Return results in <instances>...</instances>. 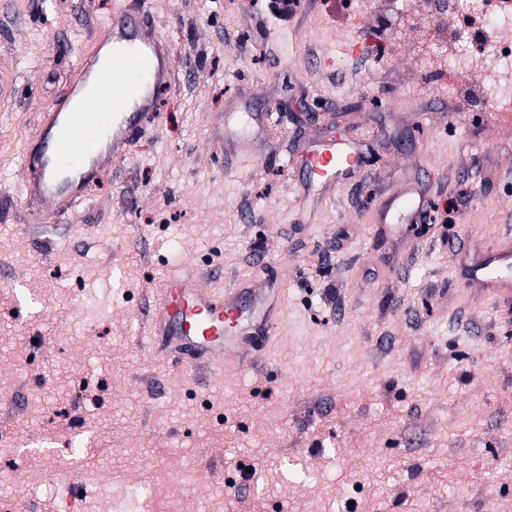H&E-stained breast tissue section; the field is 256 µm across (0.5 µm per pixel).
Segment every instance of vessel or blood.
<instances>
[{"label": "vessel or blood", "mask_w": 512, "mask_h": 512, "mask_svg": "<svg viewBox=\"0 0 512 512\" xmlns=\"http://www.w3.org/2000/svg\"><path fill=\"white\" fill-rule=\"evenodd\" d=\"M96 54L78 57L66 88L41 112L37 147L22 163L24 203L32 224L72 221V208L87 199L101 168L124 159L145 128L160 118L159 93L176 86L173 49L136 0L113 14L95 40ZM214 141L259 145L278 120L273 113L212 116ZM308 168L326 187L358 172L361 156L347 141L313 150ZM422 189L404 183L383 203L378 235L429 219ZM471 279L492 301L512 297V244L487 245ZM285 308L282 286L260 290L241 279L225 289L207 286L190 264L164 278L144 303L145 334L154 354L176 364L200 385L224 370L225 359L254 365L276 334Z\"/></svg>", "instance_id": "1"}]
</instances>
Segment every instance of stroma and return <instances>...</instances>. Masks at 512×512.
<instances>
[{"mask_svg": "<svg viewBox=\"0 0 512 512\" xmlns=\"http://www.w3.org/2000/svg\"><path fill=\"white\" fill-rule=\"evenodd\" d=\"M122 0H9L0 69V504L9 512H512V303L468 287L483 245L512 240V138L471 72L445 94L413 59L451 0H144L172 44L164 120L105 169L39 252L20 174L38 114ZM276 112L268 154L211 148V113ZM363 166L300 198L285 167L327 139ZM440 213L374 237L400 179ZM267 264H258L256 251ZM186 261L209 285L278 280L286 310L251 367L206 388L147 346L146 291ZM256 479L230 501L242 465Z\"/></svg>", "mask_w": 512, "mask_h": 512, "instance_id": "1", "label": "stroma"}]
</instances>
